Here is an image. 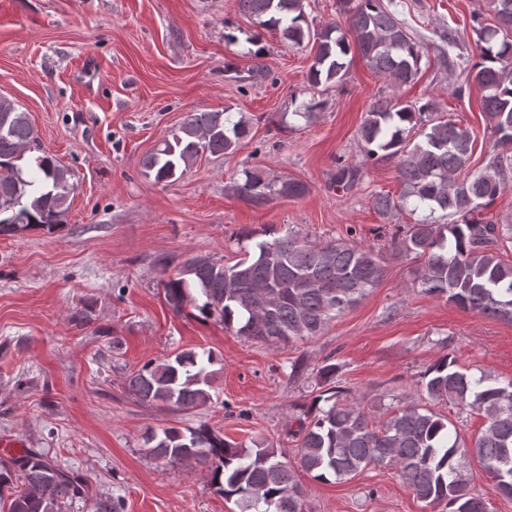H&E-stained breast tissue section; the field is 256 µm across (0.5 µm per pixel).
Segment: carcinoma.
Segmentation results:
<instances>
[{
	"instance_id": "carcinoma-1",
	"label": "carcinoma",
	"mask_w": 512,
	"mask_h": 512,
	"mask_svg": "<svg viewBox=\"0 0 512 512\" xmlns=\"http://www.w3.org/2000/svg\"><path fill=\"white\" fill-rule=\"evenodd\" d=\"M241 13L296 44L312 45L309 86L341 84L360 53L377 74L398 86L413 81L422 51L383 0H344L347 17L321 28L305 17L304 0H237ZM493 22L473 16L478 60H462L466 85L480 93L491 124L493 144L481 171L470 174L473 140L468 129L436 118V104L424 97L410 103L380 97L372 103L358 136L368 160L398 157L401 192L372 200L380 215L407 210L414 221L393 236L389 249H365L354 242L307 241L288 230L249 231L253 241L232 265L194 255L179 263L178 277L162 283L175 312L203 298L198 306L237 334L269 344H289L320 335L329 322L351 308L386 275L398 258L423 259L414 283L421 291L479 315L512 322V262L503 249L512 242V225L484 215L512 182V0H487ZM420 128L422 140L407 144ZM249 134L244 117L224 112H190L172 138L146 155L143 167L158 182L184 173L200 155L234 152ZM40 150L28 115L0 100V234L60 226L70 206L69 171ZM229 190L255 206L274 197L299 199L305 184L246 169ZM361 168L336 158L334 184L351 189ZM213 353L182 351L156 364L149 361L127 379L142 402L179 410L212 402ZM336 364L318 371L329 403L310 422L299 421V468L316 480H342L377 465L396 470L415 497L441 512H487L485 498L471 488L469 467L476 460L494 488L512 499V379L474 376L443 355L424 374L428 403L390 408L379 418L334 386ZM315 399V402L322 401ZM443 401L459 412L476 411L481 429L465 440L446 416L430 408ZM154 459L168 465L207 467L212 483L237 512H303L305 490L291 464L268 446L231 443L209 426L169 427L143 436ZM88 480L32 448L0 461V503L7 512H64L86 495Z\"/></svg>"
}]
</instances>
